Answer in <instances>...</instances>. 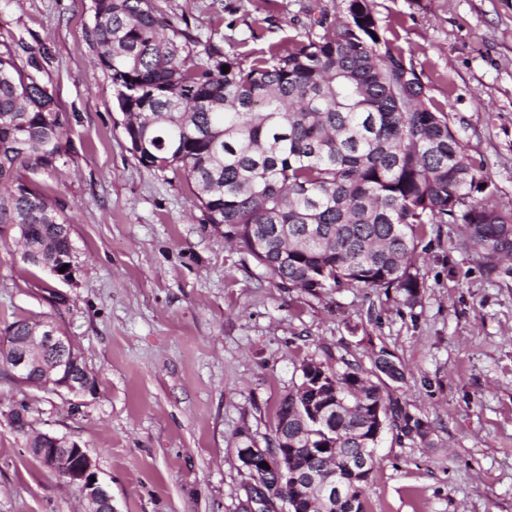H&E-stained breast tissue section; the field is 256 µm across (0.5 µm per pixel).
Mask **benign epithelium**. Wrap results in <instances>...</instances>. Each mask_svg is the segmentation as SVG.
<instances>
[{"label":"benign epithelium","instance_id":"1","mask_svg":"<svg viewBox=\"0 0 512 512\" xmlns=\"http://www.w3.org/2000/svg\"><path fill=\"white\" fill-rule=\"evenodd\" d=\"M26 342L25 346L6 339L0 342V349L10 353L9 366L17 379L29 378L37 361L31 351L40 350L50 362L48 373L54 376L55 387L73 396L83 394L90 387V379L76 373L80 355L71 339L55 324L31 329ZM41 438L43 447L38 449V454L44 466L81 487L86 512H117L109 486L98 479L96 465L83 448L50 433L41 434ZM239 455L246 469L255 476L242 504L243 512H312L313 502L306 492L312 487L319 490L324 512H331L338 503L354 504L348 487L363 479L375 452L350 458L345 477L332 466L309 469L300 465L297 449L286 444L277 448L253 445L239 449ZM263 473L274 474L276 485L267 488L260 484L257 476ZM288 482L294 487L293 493L283 498L277 496L276 488Z\"/></svg>","mask_w":512,"mask_h":512}]
</instances>
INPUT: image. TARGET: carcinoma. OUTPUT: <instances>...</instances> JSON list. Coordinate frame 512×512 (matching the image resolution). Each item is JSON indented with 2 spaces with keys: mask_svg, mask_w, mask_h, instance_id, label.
I'll return each mask as SVG.
<instances>
[{
  "mask_svg": "<svg viewBox=\"0 0 512 512\" xmlns=\"http://www.w3.org/2000/svg\"><path fill=\"white\" fill-rule=\"evenodd\" d=\"M333 32L287 50L272 45L246 62L208 48L187 65L184 32L153 0H94L87 36L124 101L125 133L147 148L148 170L178 171L195 184L207 224L224 225L267 275L314 295L324 288L396 289L419 296L413 272L428 230L464 224L465 248L485 272L512 277V210L474 194L489 191L450 125L425 102L413 66L385 37L369 0H348ZM229 71L222 72L223 66ZM60 109L30 48L0 42V224H27L43 258L76 259L58 236L68 217L21 171L67 163ZM394 355L382 350L374 375L344 359L301 364V382L277 416L328 407L309 431L313 453L338 459L377 447L379 423L427 436L424 421L382 390Z\"/></svg>",
  "mask_w": 512,
  "mask_h": 512,
  "instance_id": "carcinoma-1",
  "label": "carcinoma"
}]
</instances>
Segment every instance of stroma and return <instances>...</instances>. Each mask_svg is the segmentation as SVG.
<instances>
[{
    "label": "stroma",
    "instance_id": "stroma-1",
    "mask_svg": "<svg viewBox=\"0 0 512 512\" xmlns=\"http://www.w3.org/2000/svg\"><path fill=\"white\" fill-rule=\"evenodd\" d=\"M191 42L254 58L318 34L341 0H155ZM381 33L447 108L480 164L491 204L512 210V0H371ZM92 0H0V41L43 51L67 164L25 171L71 221V282L24 263L0 224V333L49 319L93 384L79 397L36 388L0 364V512H84L78 485L29 455L30 433L84 448L118 512H241L249 477L241 433L273 436L300 366L345 358L372 371L391 352L404 378L386 391L428 427L384 432L366 512H512V278L487 276L442 225L417 262L414 305L389 290L280 285L203 221L194 189L146 170L86 36ZM26 405L25 431L10 414Z\"/></svg>",
    "mask_w": 512,
    "mask_h": 512
}]
</instances>
